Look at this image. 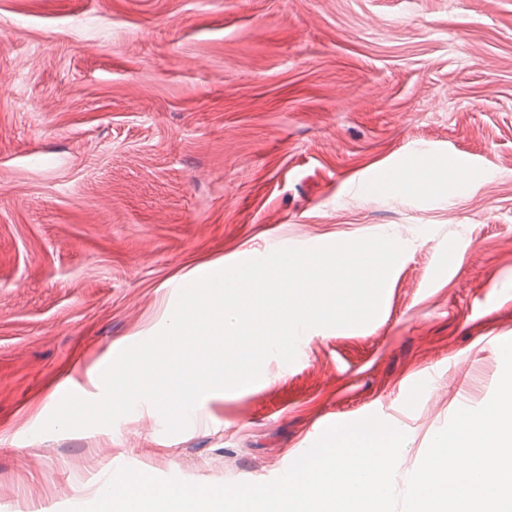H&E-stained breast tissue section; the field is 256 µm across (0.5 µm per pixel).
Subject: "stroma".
<instances>
[{
    "label": "stroma",
    "mask_w": 512,
    "mask_h": 512,
    "mask_svg": "<svg viewBox=\"0 0 512 512\" xmlns=\"http://www.w3.org/2000/svg\"><path fill=\"white\" fill-rule=\"evenodd\" d=\"M446 163L401 194L409 161ZM386 235L378 314L199 402L46 432L164 328L182 276ZM512 341V0H0V512L94 502L121 463L263 483L332 424L408 437L404 484ZM434 373L440 398L410 389Z\"/></svg>",
    "instance_id": "stroma-1"
}]
</instances>
